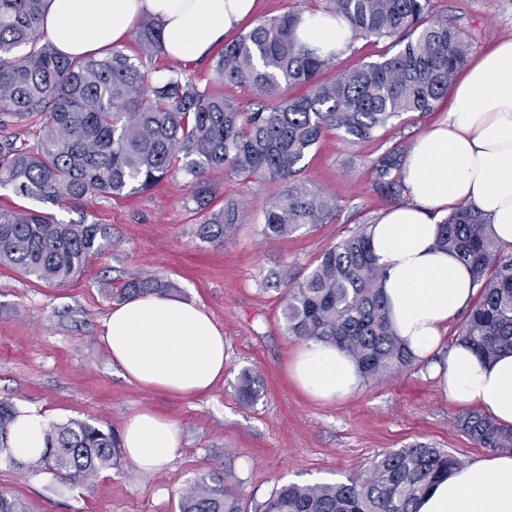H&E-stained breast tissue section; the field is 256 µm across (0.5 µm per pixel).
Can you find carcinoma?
I'll return each instance as SVG.
<instances>
[{
	"label": "carcinoma",
	"instance_id": "obj_1",
	"mask_svg": "<svg viewBox=\"0 0 512 512\" xmlns=\"http://www.w3.org/2000/svg\"><path fill=\"white\" fill-rule=\"evenodd\" d=\"M46 0H0V128L39 126L36 143L0 140V187L17 197L67 209L88 197H128L152 190L174 170L192 176L194 210L205 213L199 235L221 245L245 221L234 202L210 209L207 175L222 170L245 180L285 183L262 213L263 234L286 237L326 224L336 200L302 178L307 158L331 130L352 143L367 142L410 112H431L448 95L467 62L469 43L455 25L432 15V0H325L354 39L391 40L382 60L319 79L332 57L303 45L296 27L304 8L266 19L224 43L214 60L219 81L245 85L254 99L237 105L221 91L201 87L172 68L152 81L142 56L162 52L159 28L140 26L142 54L110 48L103 56L68 58L45 38ZM284 86L304 92L284 97ZM407 149L396 144L372 165V190L401 199ZM111 244L105 224L60 220L32 208L0 209V265L48 283L84 274ZM438 244L455 252L481 284L479 297L458 326L457 339L492 359L512 348V252L501 250L492 224L473 205L440 224ZM288 335L321 341L346 352L366 380L413 365L387 316L381 271L365 231L326 249L302 275L286 265L275 273ZM161 278L133 280L122 295L168 294ZM260 379L238 377V396L253 402ZM16 407L0 401V455L13 459L9 426ZM464 433L484 447L512 448V428L469 414ZM35 460L62 480L84 481L114 465L119 441L112 430L71 421L46 430ZM459 460L427 445L390 451L364 477L334 484H288L273 492L262 512H414L417 499ZM179 512H244L235 488L202 478L182 494Z\"/></svg>",
	"mask_w": 512,
	"mask_h": 512
}]
</instances>
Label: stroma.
<instances>
[{"label": "stroma", "instance_id": "1", "mask_svg": "<svg viewBox=\"0 0 512 512\" xmlns=\"http://www.w3.org/2000/svg\"><path fill=\"white\" fill-rule=\"evenodd\" d=\"M436 17L457 25L477 60L512 37V0H432ZM435 113L403 115L379 138L349 144L329 133L308 158L305 180L335 198L329 223L289 237L266 238L259 217L282 191L278 182L211 173L213 208L231 200L247 209L244 224L218 246L198 234L191 178L175 171L153 191L89 198L57 210L58 219L108 225L111 245L86 275L58 285L0 265V399L43 414L48 423L85 420L121 432L132 414L150 410L181 430L180 456L160 471L128 459L78 485L18 459H0V490L28 512H177L189 485L215 474L238 491L246 512H261L289 483L346 481L366 475L383 453L424 443L466 463L489 455L458 420L469 408L439 392L422 363L401 374L362 381L349 396L318 402L293 382L288 364L298 340L285 332L273 271H305L324 249L374 223L387 208L371 187L374 161L389 147L412 145ZM157 276L178 298L199 303L227 341L224 379L206 394L178 396L127 382L100 340L102 322L127 281ZM258 374L260 397L242 404V370Z\"/></svg>", "mask_w": 512, "mask_h": 512}]
</instances>
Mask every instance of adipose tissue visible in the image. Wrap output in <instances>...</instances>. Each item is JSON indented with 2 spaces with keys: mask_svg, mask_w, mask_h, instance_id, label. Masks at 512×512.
<instances>
[{
  "mask_svg": "<svg viewBox=\"0 0 512 512\" xmlns=\"http://www.w3.org/2000/svg\"><path fill=\"white\" fill-rule=\"evenodd\" d=\"M256 0H47L43 31L57 51L75 58L121 44L133 24L159 27L168 57L208 55L254 10ZM301 43L341 53L353 41L348 22L323 11L304 13ZM404 202L386 209L367 234L382 274L388 316L402 345L421 361L447 351L431 376L448 399L512 425V351L488 360L463 342L448 343V324L478 292L470 268L437 244L453 208L471 204L492 224L499 247L512 250V38L482 55L454 88L448 108L403 159ZM101 340L125 379L185 396L207 392L224 377V332L199 304L140 295L116 305ZM295 383L329 401L355 391L360 374L338 347L311 341L289 363ZM42 415L20 410L9 428L13 450L35 458L45 446ZM125 455L156 472L176 459V425L145 410L122 429ZM416 512H512V453L457 467L419 500Z\"/></svg>",
  "mask_w": 512,
  "mask_h": 512,
  "instance_id": "ef3b65f1",
  "label": "adipose tissue"
}]
</instances>
